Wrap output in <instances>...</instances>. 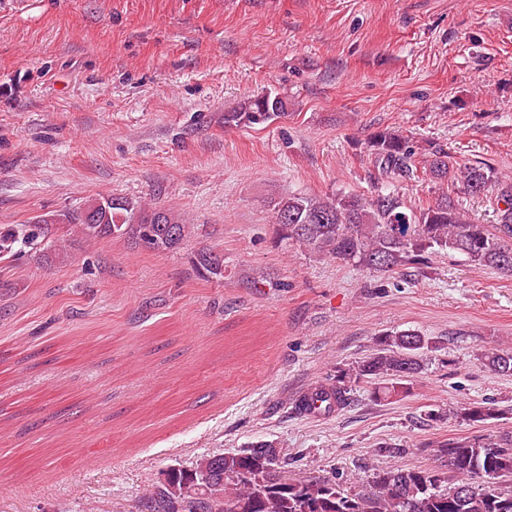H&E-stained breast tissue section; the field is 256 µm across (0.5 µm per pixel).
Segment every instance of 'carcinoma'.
Instances as JSON below:
<instances>
[{
  "instance_id": "cac0c4a2",
  "label": "carcinoma",
  "mask_w": 512,
  "mask_h": 512,
  "mask_svg": "<svg viewBox=\"0 0 512 512\" xmlns=\"http://www.w3.org/2000/svg\"><path fill=\"white\" fill-rule=\"evenodd\" d=\"M287 102L269 94L251 98L224 113L226 125H258L286 115ZM368 155L390 184L398 177L423 174L440 185L448 181V153L433 145L423 151L395 132L375 133L366 144ZM456 176L472 194L497 185L499 223L475 224L459 202L443 193L421 209L407 206L390 189L371 198L338 193L325 198L306 194L271 197L275 239L296 244L358 269L402 275L441 253H458L479 266L512 274V182L480 166H465ZM53 224H70L88 239L124 237L136 245L164 252L181 247L191 225L170 209L149 207L139 200L102 196L59 214L41 215L28 224L0 228V253L17 241L35 244ZM224 255L202 249L190 258L203 279L224 276ZM430 338L416 330L383 333L372 354L356 365L336 369L327 382L295 405L296 412L313 409L326 415L349 404L352 386L365 383L375 400L409 393L422 372V353ZM484 365L512 374V351L483 354ZM463 420L485 423L504 415L492 402L471 403ZM446 473L429 468L382 470L373 477V490L350 494L334 480L313 478L290 482L282 475L283 459L275 445L258 440L236 452L208 454L191 467L194 475L179 476L190 483L180 507L163 485L154 484L140 499L141 512H512V431L497 440L474 437L435 444Z\"/></svg>"
}]
</instances>
